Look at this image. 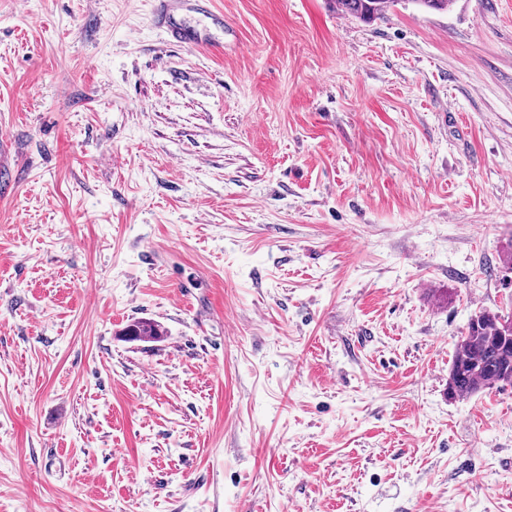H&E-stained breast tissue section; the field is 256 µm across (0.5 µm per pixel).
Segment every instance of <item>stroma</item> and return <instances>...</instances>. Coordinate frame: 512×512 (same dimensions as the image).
I'll list each match as a JSON object with an SVG mask.
<instances>
[{
	"instance_id": "1",
	"label": "stroma",
	"mask_w": 512,
	"mask_h": 512,
	"mask_svg": "<svg viewBox=\"0 0 512 512\" xmlns=\"http://www.w3.org/2000/svg\"><path fill=\"white\" fill-rule=\"evenodd\" d=\"M153 10L0 0V512H512V0ZM397 0H336V9L365 24L380 19ZM512 384V316L479 311L468 322L448 372V395L472 396Z\"/></svg>"
}]
</instances>
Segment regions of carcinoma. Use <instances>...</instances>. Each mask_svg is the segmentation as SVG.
<instances>
[{
	"label": "carcinoma",
	"instance_id": "cac0c4a2",
	"mask_svg": "<svg viewBox=\"0 0 512 512\" xmlns=\"http://www.w3.org/2000/svg\"><path fill=\"white\" fill-rule=\"evenodd\" d=\"M397 0H336V9L365 24L381 18ZM130 336L151 339L158 325L138 321ZM512 384V316L483 310L472 316L448 372V395L472 396L495 385Z\"/></svg>",
	"mask_w": 512,
	"mask_h": 512
}]
</instances>
